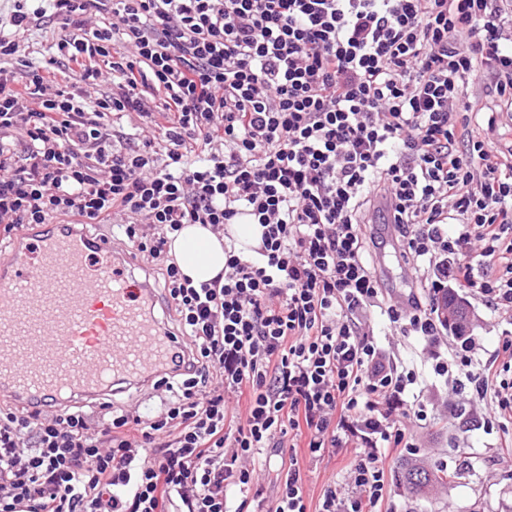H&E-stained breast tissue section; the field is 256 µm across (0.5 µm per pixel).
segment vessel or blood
Wrapping results in <instances>:
<instances>
[{"mask_svg":"<svg viewBox=\"0 0 512 512\" xmlns=\"http://www.w3.org/2000/svg\"><path fill=\"white\" fill-rule=\"evenodd\" d=\"M0 266V395L59 409L166 370L179 343L126 255L65 224Z\"/></svg>","mask_w":512,"mask_h":512,"instance_id":"vessel-or-blood-1","label":"vessel or blood"}]
</instances>
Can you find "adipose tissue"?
<instances>
[{
  "label": "adipose tissue",
  "instance_id": "1",
  "mask_svg": "<svg viewBox=\"0 0 512 512\" xmlns=\"http://www.w3.org/2000/svg\"><path fill=\"white\" fill-rule=\"evenodd\" d=\"M262 232L258 224H232L224 234L207 224H187L171 235L167 248L181 273L197 285L223 274L225 235H232L246 249L259 245Z\"/></svg>",
  "mask_w": 512,
  "mask_h": 512
}]
</instances>
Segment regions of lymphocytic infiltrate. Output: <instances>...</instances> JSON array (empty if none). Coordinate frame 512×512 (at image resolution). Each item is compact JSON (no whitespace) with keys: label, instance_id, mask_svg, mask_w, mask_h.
Listing matches in <instances>:
<instances>
[{"label":"lymphocytic infiltrate","instance_id":"1","mask_svg":"<svg viewBox=\"0 0 512 512\" xmlns=\"http://www.w3.org/2000/svg\"><path fill=\"white\" fill-rule=\"evenodd\" d=\"M47 19L62 34L17 80L3 62ZM9 26L0 231L127 216L195 369L159 375L147 416L0 407V512H261L254 464L289 438L356 450L317 512H378L382 456L417 451L395 413L418 375L372 339L370 215L426 272L422 295L385 307L394 331L436 341L449 286L512 312V145L494 135L512 112V0H15ZM478 82L492 102L476 110ZM125 112L161 140L105 124ZM245 218L261 243H226L223 279L192 285L170 261L183 225ZM511 370L507 336L475 384L484 423L512 413ZM273 512H308L297 457Z\"/></svg>","mask_w":512,"mask_h":512}]
</instances>
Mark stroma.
<instances>
[{"label":"stroma","mask_w":512,"mask_h":512,"mask_svg":"<svg viewBox=\"0 0 512 512\" xmlns=\"http://www.w3.org/2000/svg\"><path fill=\"white\" fill-rule=\"evenodd\" d=\"M379 236L385 246L374 257L383 280V295L388 299H402L420 281L412 273L411 265L401 256V247L394 232L387 225H379ZM477 322L470 332L475 354L470 368L471 376L463 380V391L450 396L452 377L434 374L423 368L419 387L420 399L426 404L433 419L430 423L414 424L413 437L422 462L455 468L457 449L470 453L469 476L448 482L434 489L427 498L417 500L407 495L399 480L400 454L390 452L383 459L387 474V488L383 512H512V459L502 456L505 442L512 440V418L487 425L478 419V404L473 379L482 372L485 361L494 355L503 336L512 333V316L491 314L482 300L467 294ZM374 339L387 353L404 361L422 354L424 341L414 336L392 335L379 308H371ZM305 474L309 506H316L323 486L331 480H344L355 457L350 448L310 458L306 448L295 452Z\"/></svg>","instance_id":"stroma-1"}]
</instances>
